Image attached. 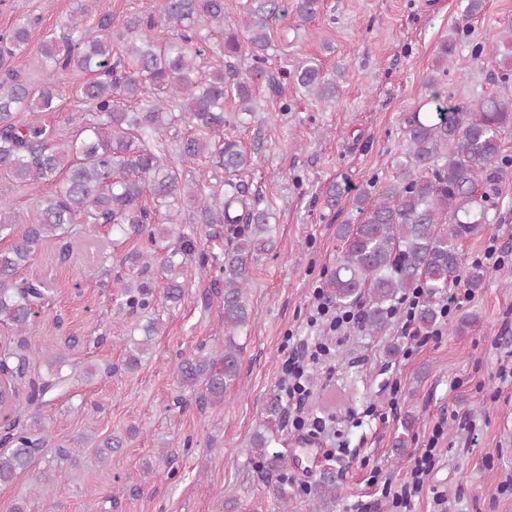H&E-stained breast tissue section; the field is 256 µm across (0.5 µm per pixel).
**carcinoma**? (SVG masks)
<instances>
[{
  "label": "carcinoma",
  "instance_id": "cac0c4a2",
  "mask_svg": "<svg viewBox=\"0 0 512 512\" xmlns=\"http://www.w3.org/2000/svg\"><path fill=\"white\" fill-rule=\"evenodd\" d=\"M95 12L78 8L62 24L64 34L47 31L39 47L41 83L25 77L29 27L27 18L0 33V180L24 186H53L28 222L18 225L11 201L0 195V323L10 329L13 345L0 346V414L8 422L0 452V485L28 470L49 444L39 429L41 409L50 397L65 391L62 354L30 349L28 336L39 310L52 291L47 281H19L20 269L47 239L61 244L60 259L72 255L71 225L108 226L123 240L147 238L152 249L135 251L128 271L115 275L114 301L120 309L145 312L156 301L148 271L165 274L163 304L174 307L184 294L189 262H217L224 276V349L213 356L177 363L181 387L199 405L224 402V393L239 375L242 347L239 332L251 325L247 301L249 264L253 255L274 248L271 213L247 197L243 184L224 181V200H208L183 179V168L205 157L213 167L236 173L252 158L238 144L224 139V100H238L239 111H257L255 81L267 79L273 23L286 13L284 0H249L236 24L224 27V0H163L156 13H112L110 0H90ZM323 0H296L302 21L313 20ZM224 35V68L206 72L196 64L202 54L201 29ZM167 30L159 39L156 31ZM500 80L512 78V29L492 47ZM70 71L85 73L76 98L83 105L73 131L65 136L43 113L56 111V84ZM292 78L308 94L329 99L336 85L313 60L302 62ZM19 112L29 119L20 123ZM512 127V96L491 95L455 105L432 92L425 106L406 118L405 150L396 159L400 176L374 193L354 197L358 224H339L342 243L336 267L325 284L327 301L338 309H355L353 329L362 336L383 333L395 306L414 289L423 290L418 326L432 331L444 318L452 291L464 284L475 292L492 272L463 264L460 243L493 223L499 185L512 162L501 154V133ZM177 145L178 161L167 158L168 142ZM196 205L200 224H227L231 237L223 260L198 249L197 231L173 218L180 201ZM160 318L138 323L140 337L130 335L125 366L141 364L159 331ZM35 356L45 358L48 377L27 383L20 400L16 383ZM286 408L277 397L268 401L254 432L251 455L262 460L260 479L288 512L293 490L280 475L288 458L270 451ZM417 416H405L392 441L402 456L412 438ZM336 479L323 474L317 483L314 512L336 503Z\"/></svg>",
  "mask_w": 512,
  "mask_h": 512
}]
</instances>
